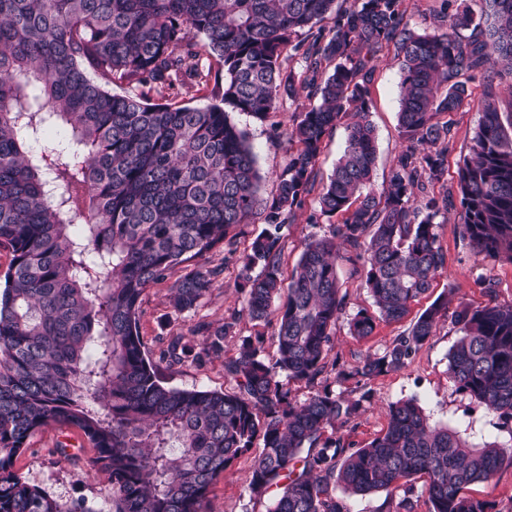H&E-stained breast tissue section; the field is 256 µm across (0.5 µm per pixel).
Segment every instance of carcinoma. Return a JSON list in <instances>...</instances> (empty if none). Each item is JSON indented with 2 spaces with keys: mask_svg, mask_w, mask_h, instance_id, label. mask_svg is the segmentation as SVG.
I'll return each mask as SVG.
<instances>
[{
  "mask_svg": "<svg viewBox=\"0 0 512 512\" xmlns=\"http://www.w3.org/2000/svg\"><path fill=\"white\" fill-rule=\"evenodd\" d=\"M404 0H0V247L12 259L0 287V512H97L23 480L15 459L38 432L74 428L94 450L88 472L112 484L109 512H208L211 487L262 441L248 491L269 512H344L348 495L392 492L425 477L429 512H490L468 495L512 464V445L474 443L429 423L413 400L388 408L386 430L352 449L336 426L360 404L329 385L299 401V383L398 371L448 316L436 298L385 352L349 370L328 363L347 306L337 263L360 261L379 317L398 321L443 271L436 231L459 197L461 233L476 255L512 261V115L497 88L512 78V0H442L440 34H418ZM400 61L398 121L407 143L386 188H371L376 148L369 83L380 54ZM225 74L223 101L264 119L296 104L284 133L297 145L276 192L259 199L246 133L217 104L168 102ZM483 86L482 117L457 171V194L423 204L445 183L448 122ZM124 82L131 90L112 92ZM161 102H153V98ZM346 146L318 194L337 218L304 243L283 278L281 229L316 188L314 165L345 117ZM63 127L66 142H48ZM262 216L245 269L244 309L276 315L275 358L263 336L224 359L230 392L167 386L159 364L224 354L235 317L202 320L198 344L173 337L155 362L139 330L143 296L171 288L178 313L197 309L221 273L200 264ZM460 304L448 376L488 411L512 419V304ZM357 313L350 332L374 331Z\"/></svg>",
  "mask_w": 512,
  "mask_h": 512,
  "instance_id": "cac0c4a2",
  "label": "carcinoma"
}]
</instances>
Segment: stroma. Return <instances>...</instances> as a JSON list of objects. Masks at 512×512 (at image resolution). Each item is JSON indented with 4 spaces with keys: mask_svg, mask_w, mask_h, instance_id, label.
Instances as JSON below:
<instances>
[{
    "mask_svg": "<svg viewBox=\"0 0 512 512\" xmlns=\"http://www.w3.org/2000/svg\"><path fill=\"white\" fill-rule=\"evenodd\" d=\"M369 90V119L375 128L377 147L374 188L379 191L387 185L392 165L406 146L397 121L400 75L399 61L393 53H386L378 61ZM472 97L470 104L448 115L451 128L448 181L452 184L457 181L458 164L468 155L471 139L481 119L477 104L481 94L476 91ZM294 109L291 101H279L275 110L262 121L234 110L228 113L230 122L248 134L262 176V197H271L277 177L288 163V144L282 132L290 127ZM329 224V219L319 213L316 197H308L303 208L297 210L292 223L284 225L281 230L285 272H292L305 240L323 235ZM262 227L259 221L242 225L231 251L209 255L208 266L223 267L224 272L198 313L175 314L170 304V283L164 282L148 289L141 305L140 333L151 358H158L169 336L188 333L197 317L221 321L232 315L236 316L237 322L225 339V356L235 353L242 337L254 335L259 330L264 333L266 357L275 356L274 325L256 328L242 312L239 274L251 240ZM437 232L446 254L442 274L427 294L412 304L403 320L396 323L377 321L372 335L365 338L351 336L348 326L358 311L365 310L371 314L376 311L364 284V272L360 266L339 262L337 274L342 289L348 293V304L336 323L332 353L345 367L357 365L366 357L381 355L395 339L408 332L416 318L441 294H451L453 303L471 306L484 304L491 295L500 303H512V262L498 258L482 260L474 256L460 233L459 208H450L445 213ZM489 286L494 289L490 295L485 292ZM457 336L453 319L445 318L436 336L416 352L405 368L373 377L364 385L353 378L331 382L334 392L360 404L355 417L340 428V435L353 447L364 446L385 430L389 404L413 398L432 423L455 427L470 440L512 442V421L488 412L469 395L458 391L449 379L448 352ZM161 376L166 385L180 389L224 392L229 388L224 379L223 358L207 361L201 366L191 362L165 366L161 369ZM60 441L68 444L70 457L57 454L56 444ZM92 454V448L77 430L49 428L32 437L28 449L17 458L14 469L23 479L45 487L62 500H84L94 504L97 512H108L112 487L105 474L87 473L85 463ZM251 463V455H242L225 472L209 495L210 512H267L269 499L249 496L247 486ZM409 488L406 494L415 499L416 512H428L424 479L412 477ZM406 494L380 491L346 496L342 502L347 512H396L399 500Z\"/></svg>",
    "mask_w": 512,
    "mask_h": 512,
    "instance_id": "1",
    "label": "stroma"
}]
</instances>
